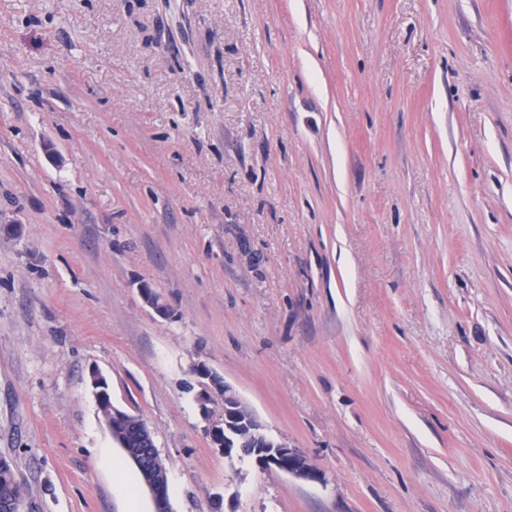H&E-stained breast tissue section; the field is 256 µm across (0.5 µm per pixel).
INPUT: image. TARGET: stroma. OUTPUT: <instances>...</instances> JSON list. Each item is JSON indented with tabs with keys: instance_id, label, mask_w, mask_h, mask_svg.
I'll return each mask as SVG.
<instances>
[{
	"instance_id": "1",
	"label": "stroma",
	"mask_w": 512,
	"mask_h": 512,
	"mask_svg": "<svg viewBox=\"0 0 512 512\" xmlns=\"http://www.w3.org/2000/svg\"><path fill=\"white\" fill-rule=\"evenodd\" d=\"M201 364L321 480L213 447ZM94 370L173 512H512V0H0L24 512H129Z\"/></svg>"
}]
</instances>
